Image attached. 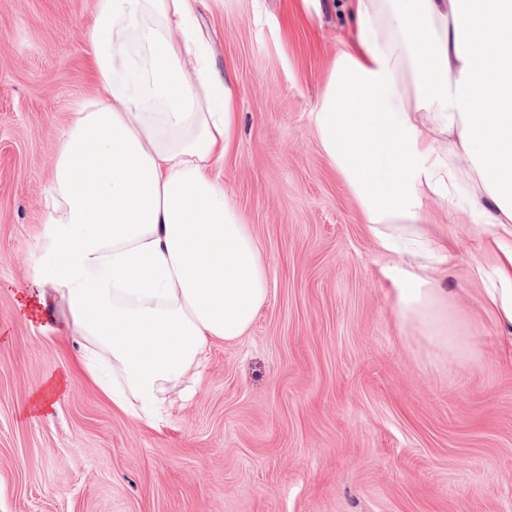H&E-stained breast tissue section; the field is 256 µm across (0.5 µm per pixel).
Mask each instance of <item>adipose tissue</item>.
Listing matches in <instances>:
<instances>
[{"label": "adipose tissue", "mask_w": 512, "mask_h": 512, "mask_svg": "<svg viewBox=\"0 0 512 512\" xmlns=\"http://www.w3.org/2000/svg\"><path fill=\"white\" fill-rule=\"evenodd\" d=\"M356 28L314 114L350 188L401 329L461 365L476 338L445 282L458 258L442 201L479 226L480 307L512 329V0H350ZM197 0H96L97 94L61 137L46 197L58 335L135 423L158 428L200 383L212 344L244 336L269 298L258 241L222 177L236 98L211 62Z\"/></svg>", "instance_id": "obj_1"}]
</instances>
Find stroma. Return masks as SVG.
Segmentation results:
<instances>
[{
    "instance_id": "obj_1",
    "label": "stroma",
    "mask_w": 512,
    "mask_h": 512,
    "mask_svg": "<svg viewBox=\"0 0 512 512\" xmlns=\"http://www.w3.org/2000/svg\"><path fill=\"white\" fill-rule=\"evenodd\" d=\"M343 4L199 0L237 96L224 182L271 288L152 430L70 371L58 295L39 320L16 311L43 263L61 136L94 95L95 0H0V512H512V335L477 304L476 226L428 204L458 241L448 285L481 349L461 367L400 330L386 259L315 138ZM65 371L64 393L29 416Z\"/></svg>"
}]
</instances>
